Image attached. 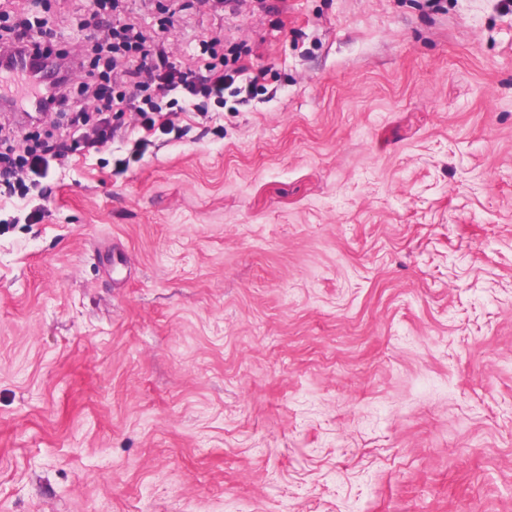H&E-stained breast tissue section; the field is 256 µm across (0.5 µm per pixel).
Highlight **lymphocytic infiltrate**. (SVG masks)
<instances>
[{
    "label": "lymphocytic infiltrate",
    "mask_w": 512,
    "mask_h": 512,
    "mask_svg": "<svg viewBox=\"0 0 512 512\" xmlns=\"http://www.w3.org/2000/svg\"><path fill=\"white\" fill-rule=\"evenodd\" d=\"M156 23L127 15L123 0H89L93 31L81 53L61 46L47 20L11 21L0 14V53L30 50L49 72L42 107L49 127L18 130L0 124V185L27 191L65 164L74 146L101 151L120 134L154 128L155 114L183 111L194 101L223 105L241 76L240 45L225 46L223 31L196 36L188 60L170 51L176 11L157 0Z\"/></svg>",
    "instance_id": "f902f5d3"
}]
</instances>
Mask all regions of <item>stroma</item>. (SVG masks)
I'll use <instances>...</instances> for the list:
<instances>
[{
  "label": "stroma",
  "mask_w": 512,
  "mask_h": 512,
  "mask_svg": "<svg viewBox=\"0 0 512 512\" xmlns=\"http://www.w3.org/2000/svg\"><path fill=\"white\" fill-rule=\"evenodd\" d=\"M216 29L265 94L0 188V512H512V12Z\"/></svg>",
  "instance_id": "stroma-1"
}]
</instances>
